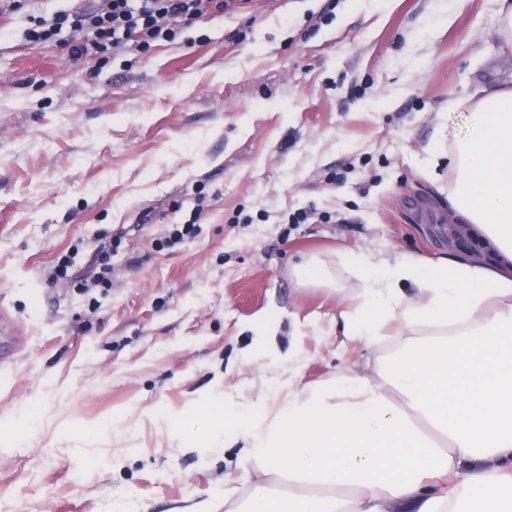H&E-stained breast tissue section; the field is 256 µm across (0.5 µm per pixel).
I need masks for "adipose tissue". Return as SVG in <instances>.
<instances>
[{
    "instance_id": "ef3b65f1",
    "label": "adipose tissue",
    "mask_w": 512,
    "mask_h": 512,
    "mask_svg": "<svg viewBox=\"0 0 512 512\" xmlns=\"http://www.w3.org/2000/svg\"><path fill=\"white\" fill-rule=\"evenodd\" d=\"M447 153L464 256L349 254L345 336L377 351L273 412H218L263 474L228 512H512V87L483 88Z\"/></svg>"
}]
</instances>
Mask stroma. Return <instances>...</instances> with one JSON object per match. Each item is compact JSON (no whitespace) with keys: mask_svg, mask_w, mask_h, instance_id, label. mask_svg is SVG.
Listing matches in <instances>:
<instances>
[{"mask_svg":"<svg viewBox=\"0 0 512 512\" xmlns=\"http://www.w3.org/2000/svg\"><path fill=\"white\" fill-rule=\"evenodd\" d=\"M79 5L0 0V512H224L244 441L207 410L366 354L336 324L355 284L294 264L461 254L415 203L447 211L429 151L512 49L496 0H244L87 59L80 31L29 40ZM295 275L301 283H318L334 285V280L329 271L315 260H307L295 269Z\"/></svg>","mask_w":512,"mask_h":512,"instance_id":"stroma-1","label":"stroma"}]
</instances>
